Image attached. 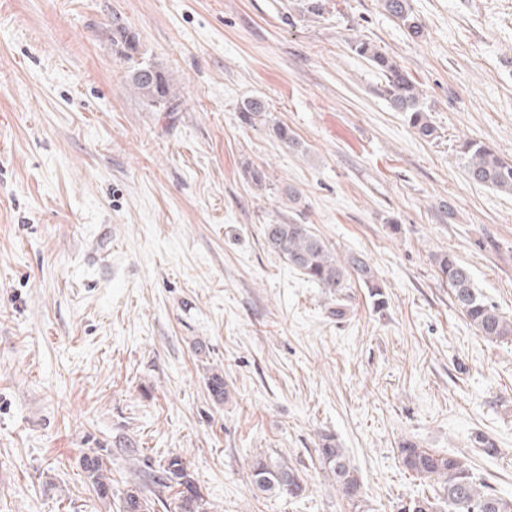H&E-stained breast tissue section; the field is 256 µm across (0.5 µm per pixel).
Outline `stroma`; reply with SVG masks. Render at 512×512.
Returning a JSON list of instances; mask_svg holds the SVG:
<instances>
[{
  "label": "stroma",
  "instance_id": "1",
  "mask_svg": "<svg viewBox=\"0 0 512 512\" xmlns=\"http://www.w3.org/2000/svg\"><path fill=\"white\" fill-rule=\"evenodd\" d=\"M322 4L0 0V512H116L79 458L108 449L124 488L127 441L153 465L181 455L214 512H351L322 433L369 512L440 493L399 464L405 439L512 496V341L476 331L433 261L457 255L512 318V196L456 156L472 139L512 159V0H408L419 38L380 0ZM116 17L177 111L130 87ZM358 39L411 73L438 139L389 107ZM252 97L267 112L249 125ZM288 221L363 255L384 310L272 252L265 225ZM259 453L298 468L302 496L259 493ZM317 458L322 472L336 483L353 512H365L366 505L361 504L364 500L360 478L351 467L345 449L340 447L333 435H320Z\"/></svg>",
  "mask_w": 512,
  "mask_h": 512
}]
</instances>
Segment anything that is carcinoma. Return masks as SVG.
<instances>
[{"instance_id": "carcinoma-1", "label": "carcinoma", "mask_w": 512, "mask_h": 512, "mask_svg": "<svg viewBox=\"0 0 512 512\" xmlns=\"http://www.w3.org/2000/svg\"><path fill=\"white\" fill-rule=\"evenodd\" d=\"M381 4L413 37L422 33V25L411 14L408 0H381ZM112 45L125 60H135L139 43L120 19H112ZM351 51L366 59L383 76L382 96L397 112L406 114L410 127L422 140L433 141L439 137L438 127L428 114L423 93L414 77L388 53L365 41L352 42ZM130 86L149 105L168 107L177 94L163 68L157 65L136 64L129 74ZM265 103L251 98L242 104V119L252 123L264 116ZM273 136L280 143L296 148L299 142L285 124L272 127ZM467 178L474 184L486 186L512 195V160L500 157L488 145L476 140H464L457 150ZM268 248L298 269L309 280L323 288L339 291L355 277L368 289L372 304L385 307L383 286L374 269L365 258L348 254L340 259L325 240L312 232L307 224H267L264 229ZM440 276L448 282L455 305L482 336L491 341L512 338V319L498 308L477 288L471 270L451 253L434 258ZM210 397L220 403L228 396L224 375L214 371L207 377ZM402 467L420 479L436 481L443 491L442 502L448 512H512V498L494 492L485 482L475 478L470 469L453 455H443L419 447L410 440L402 441L396 448ZM108 449L89 448L80 458V467L86 474L97 499L112 503L116 493L112 490L111 470L108 467ZM317 458L323 473L330 476L353 512H365L362 505L361 481L351 467L345 449L331 434L320 435ZM251 475L256 489L265 494L298 497L304 492V481L297 468L283 461L263 457L252 460ZM138 481L127 484L119 497V512H156V507L167 508L163 493L175 492L177 512H213L208 496L189 471L182 456L172 454L153 468L149 465L138 471ZM399 512H439L438 503L428 499H412L399 507Z\"/></svg>"}]
</instances>
